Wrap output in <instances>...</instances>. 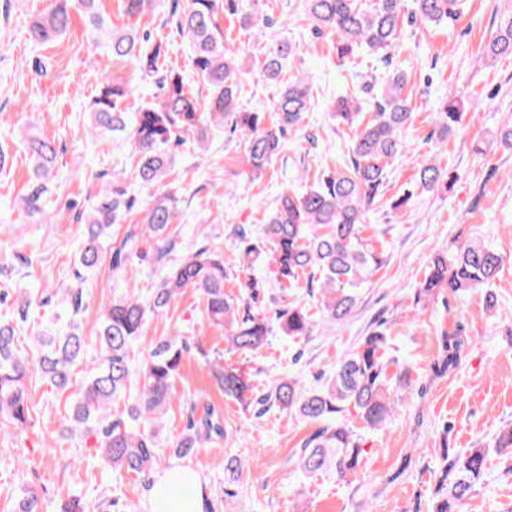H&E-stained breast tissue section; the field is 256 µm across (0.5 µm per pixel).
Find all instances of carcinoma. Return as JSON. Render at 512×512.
Returning a JSON list of instances; mask_svg holds the SVG:
<instances>
[{"label": "carcinoma", "instance_id": "obj_1", "mask_svg": "<svg viewBox=\"0 0 512 512\" xmlns=\"http://www.w3.org/2000/svg\"><path fill=\"white\" fill-rule=\"evenodd\" d=\"M162 0H123L125 14L134 19L151 15ZM256 0H187L184 8L173 3L175 27L192 46L190 67L207 90L208 111H199V99L187 86L183 71L166 63V42H154L151 35L132 24L122 29L112 26L99 0H57L48 12L33 17L27 39L35 47L57 44L67 35L78 14L93 42L112 57L126 59L154 81L159 100L129 113L122 103L134 90L118 82L102 84L86 109L87 135L92 139L122 137L137 156L136 178L144 185L162 187L172 164L173 147L182 143L180 135L190 133L204 141L208 128L229 126L230 132L247 140V163L259 178L281 154L287 132L302 126L311 109L312 87L301 77L284 78L296 45L276 39L266 45L262 74L266 81L281 85L273 110L278 121L270 124L266 113L243 109L238 104L240 66L237 56L224 45L218 15L228 12L249 25ZM413 16L435 25L451 24L464 12L466 0H412ZM305 14L317 34L334 37L338 60H351L356 50L366 47L392 64L390 51L399 42L406 0H377L363 8L358 0H302ZM512 57V14L501 20L484 49L488 63ZM407 73L395 67L388 72L381 89L372 94V116L359 122L362 105L357 95L344 94L329 106L336 121L348 127L358 125L353 138L350 163L341 169L320 173L317 183L302 193L283 191L264 216L259 236L251 239L245 231L234 230L242 267L252 269L270 258L275 278L289 285L300 277L320 279L317 311L276 298L284 306L275 319L253 311L249 301L258 299L262 284L247 277L243 288L247 298L237 300L224 293V252L219 246H205L172 263L160 284L146 299L129 295L112 297L103 305L95 345L101 362L83 384L68 415L69 428L81 441L93 439V461L118 475H135L150 484L158 459L157 430L162 424L172 396L173 383L182 361L195 343L187 339H163L139 362L131 356L149 314L161 315L175 297L185 290L200 294L204 321L224 329L231 351L257 354L268 342L273 328L294 340L313 336L317 323L330 326L345 323L353 314L359 289L383 265V252L362 237L367 214L382 194L389 161L404 152L405 131L413 122V107L405 88ZM462 112L455 96L443 97L433 113L442 134L454 131ZM24 149L33 162L34 180L23 198V210L48 220L44 197L54 177L58 148L55 141L28 133ZM419 184L425 190L446 193L458 175L441 167L432 158L418 164ZM132 208L128 185L121 172H112L78 219L84 230L76 253L80 266L97 265L111 237L113 225L120 224ZM177 197L169 188L157 194L145 207L142 223L126 230L112 254V273L125 271L146 238L154 242V259H171L179 238L174 228ZM505 257L480 241L467 240L435 256L420 282L418 299L428 300L443 290L453 294L493 285L503 270ZM67 327H44L35 333L34 347L24 350V333L35 319L33 308L44 306L38 295L24 294L13 311L0 314V418L18 430L27 427L32 405L28 386L34 376L58 394L72 383V367L86 355L88 342L80 333L76 317L83 310V288L66 289ZM461 343L454 336L445 340L443 366H458ZM386 336L374 331L336 362L329 380L320 389L301 390L300 379H274L260 390L251 374L233 364L209 362L211 376L224 397L233 399L261 416L276 407L295 413L318 429L301 443L297 466L305 475L334 471L340 477L359 465L362 448L347 423V413L355 409L366 426L382 427L402 401V395L388 385ZM224 418L215 409L189 420L184 433L169 444L170 454L183 458L200 448L224 439ZM485 448H473L442 471L437 489L440 501L434 512H457L456 507L472 496L484 476Z\"/></svg>", "mask_w": 512, "mask_h": 512}]
</instances>
